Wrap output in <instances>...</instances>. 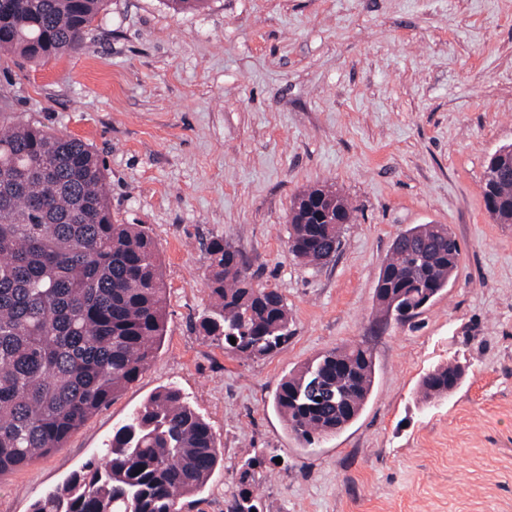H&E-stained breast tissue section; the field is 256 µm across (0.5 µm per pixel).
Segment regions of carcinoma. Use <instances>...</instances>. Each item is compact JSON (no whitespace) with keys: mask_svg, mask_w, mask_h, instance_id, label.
Listing matches in <instances>:
<instances>
[{"mask_svg":"<svg viewBox=\"0 0 512 512\" xmlns=\"http://www.w3.org/2000/svg\"><path fill=\"white\" fill-rule=\"evenodd\" d=\"M106 0H0V53L48 60L85 48ZM106 168L81 140L0 113V476L64 447L154 362L165 328L156 241L142 224H115ZM499 215L512 220V166L486 167ZM346 199L322 188L301 194L288 251L311 267L338 250L336 208ZM212 306L205 336L245 357L288 342L291 314L276 288L254 287L241 251L215 238L207 247ZM460 247L444 224L400 233L375 297L397 322L448 286ZM236 344L230 343V338ZM373 356L360 344L334 348L284 377L274 405L306 443L358 418L370 395ZM450 361L420 383L425 403L462 382ZM210 423L182 390L160 388L112 434L99 458L43 492L31 512H179L220 461ZM261 512L244 487L228 512Z\"/></svg>","mask_w":512,"mask_h":512,"instance_id":"cac0c4a2","label":"carcinoma"}]
</instances>
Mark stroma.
Segmentation results:
<instances>
[{"instance_id": "obj_1", "label": "stroma", "mask_w": 512, "mask_h": 512, "mask_svg": "<svg viewBox=\"0 0 512 512\" xmlns=\"http://www.w3.org/2000/svg\"><path fill=\"white\" fill-rule=\"evenodd\" d=\"M0 105L88 144L107 169L112 219L160 250L165 333L155 360L64 448L0 477V512H30L99 457L127 415L179 386L223 460L181 512H227L240 466L263 512H512V224L485 208L488 160L512 145V0H108L86 48L0 60ZM310 188L354 209L319 268L289 253ZM444 224L458 268L411 321L375 289L397 235ZM222 238L278 289L287 345L263 357L204 336L205 248ZM362 343L374 357L359 418L305 443L273 405L282 377ZM454 361L447 398L418 397ZM464 369L459 363L450 361L426 373L420 383V398L425 403L448 396L462 382Z\"/></svg>"}]
</instances>
